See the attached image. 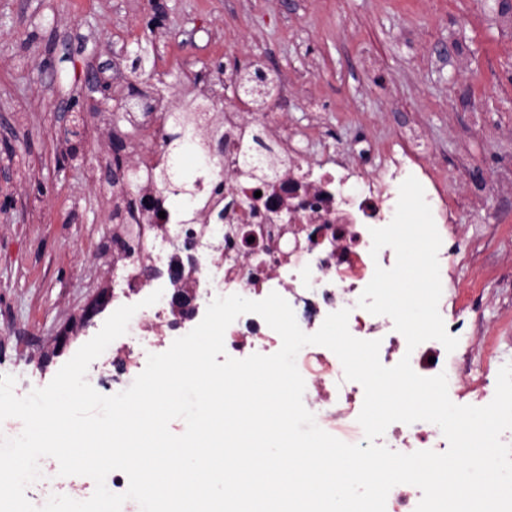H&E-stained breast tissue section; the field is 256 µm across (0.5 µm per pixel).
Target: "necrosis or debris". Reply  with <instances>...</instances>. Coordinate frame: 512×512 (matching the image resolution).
Returning <instances> with one entry per match:
<instances>
[{
    "label": "necrosis or debris",
    "mask_w": 512,
    "mask_h": 512,
    "mask_svg": "<svg viewBox=\"0 0 512 512\" xmlns=\"http://www.w3.org/2000/svg\"><path fill=\"white\" fill-rule=\"evenodd\" d=\"M220 112L227 148L218 161L197 173L202 208L185 214L169 204L164 188L149 183L141 202L126 212V222L144 225L145 233L141 249L115 251L112 305L134 304L138 310L126 333L113 341L109 364L89 376L91 386L112 394L127 389L139 374L133 363L137 351L195 327V320H179L166 300L149 307L142 304L154 291L169 288L168 268L178 260L183 265V284L194 289L199 311H206L218 297L238 294L258 301L275 292L291 305L301 330L312 334L328 314L346 308L354 337L380 340L384 366H394L406 356L421 376L446 373L449 391L471 390V376L463 369L449 370L448 353L439 341L408 349L390 317L370 314L358 305L375 269H389L396 262L389 247L371 255L369 230L392 221L399 187L407 177L422 184L440 236L449 235L448 226L454 221L451 197L421 162L414 135L403 137L400 152L389 153L380 170L365 173L350 165L327 168L299 151L294 145L296 131L282 119L281 99L254 107L225 100ZM167 121L164 112L145 118L147 132L140 140L137 162L146 171L169 162ZM255 127L280 153L278 178L264 184L242 177L244 171L266 163L262 154L242 148ZM318 228L324 231L321 240L310 243V233ZM252 234L260 240L254 247L246 244ZM278 340V334L253 313L238 317L224 334L225 351L232 358L248 357L260 345ZM296 365L305 381L303 403L317 424L346 443H363L358 416L364 389L345 379L339 358L326 347L308 345L298 353ZM380 442L405 454L441 453L448 448L439 427L426 421L392 423Z\"/></svg>",
    "instance_id": "1"
}]
</instances>
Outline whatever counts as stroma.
<instances>
[{
    "label": "stroma",
    "mask_w": 512,
    "mask_h": 512,
    "mask_svg": "<svg viewBox=\"0 0 512 512\" xmlns=\"http://www.w3.org/2000/svg\"><path fill=\"white\" fill-rule=\"evenodd\" d=\"M511 13L512 0H0V375L46 386L105 319L75 336L106 281L72 245L111 247L102 185L139 192L131 88L161 106L234 65L287 80L284 119L306 132L307 155L333 139L372 171L377 145L414 131L456 177L455 228L471 253L448 270V311L489 327L474 377L493 390L497 358L512 357ZM142 47L145 70L114 78L101 112H85L88 65L118 73ZM38 337L50 352L29 357Z\"/></svg>",
    "instance_id": "stroma-1"
}]
</instances>
